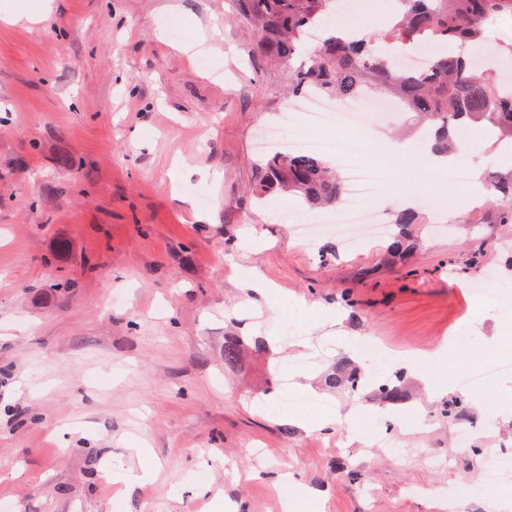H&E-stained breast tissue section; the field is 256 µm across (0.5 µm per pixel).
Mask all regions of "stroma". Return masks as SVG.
<instances>
[{
    "instance_id": "1",
    "label": "stroma",
    "mask_w": 512,
    "mask_h": 512,
    "mask_svg": "<svg viewBox=\"0 0 512 512\" xmlns=\"http://www.w3.org/2000/svg\"><path fill=\"white\" fill-rule=\"evenodd\" d=\"M24 3L43 5L39 20L6 21ZM261 37L238 0H0V512H282L285 461L306 492L296 512H442L458 486L482 487L484 449L512 450V374L431 397L377 358L363 389L326 386L346 338L407 353L452 341L442 375L474 339L489 358L511 349L512 256L502 225L460 221L484 197L439 196L431 175L413 183L408 264L382 240L340 248L333 209L257 200L258 139L307 104L288 94L305 57L267 61ZM510 40L512 25L490 23L468 53L512 75ZM361 132L425 144L408 113ZM299 217L317 225L315 249L291 236ZM239 265L280 300L242 287ZM487 277L497 293L482 302L471 286ZM298 298L313 311L296 322ZM229 336L245 342L232 367ZM286 362L309 376L325 429L270 390ZM385 371L404 403L374 396ZM386 426L451 462L350 438ZM117 462L159 475L116 486L103 471Z\"/></svg>"
}]
</instances>
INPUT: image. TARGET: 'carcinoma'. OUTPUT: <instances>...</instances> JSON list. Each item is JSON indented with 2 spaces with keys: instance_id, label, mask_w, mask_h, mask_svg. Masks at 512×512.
<instances>
[{
  "instance_id": "1",
  "label": "carcinoma",
  "mask_w": 512,
  "mask_h": 512,
  "mask_svg": "<svg viewBox=\"0 0 512 512\" xmlns=\"http://www.w3.org/2000/svg\"><path fill=\"white\" fill-rule=\"evenodd\" d=\"M328 0H239L242 14L266 32L258 51L267 59L289 63L304 50L307 29L319 26ZM404 10L389 28L361 37L328 35L308 63L293 71L288 93L313 88L342 100L366 89L396 98L423 125L436 129L434 152L453 150L451 130L485 122L498 142L512 145V93L490 74L477 70L463 49L483 38L491 18L512 14V0H402ZM258 198L280 188L311 208L341 202V176L318 155H269ZM492 191L489 212L467 224H512V167L486 172ZM412 209L395 214L397 230L386 253L401 259L411 247L406 226L417 223ZM333 387L358 389L360 377L338 364L329 374Z\"/></svg>"
}]
</instances>
